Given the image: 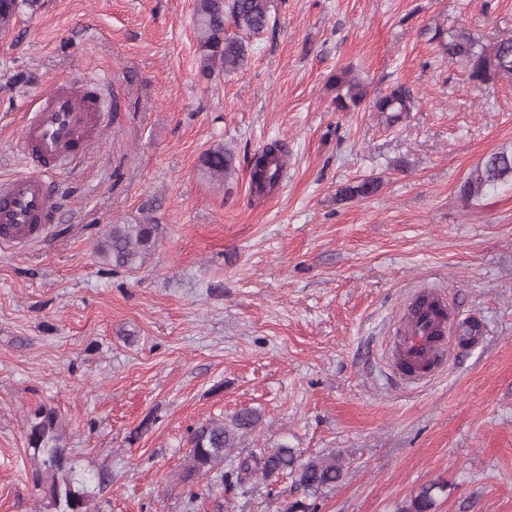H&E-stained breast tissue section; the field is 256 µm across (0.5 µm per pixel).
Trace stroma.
Returning a JSON list of instances; mask_svg holds the SVG:
<instances>
[{
	"instance_id": "1",
	"label": "stroma",
	"mask_w": 512,
	"mask_h": 512,
	"mask_svg": "<svg viewBox=\"0 0 512 512\" xmlns=\"http://www.w3.org/2000/svg\"><path fill=\"white\" fill-rule=\"evenodd\" d=\"M40 2L0 36V179L27 172L18 130L53 82L83 79L116 108L49 175L53 224L0 246V512H54L27 447L42 406L79 472L108 477L90 512H397L433 482L435 512H512V185L459 196L512 149V79L472 84L431 40L510 35L512 0H271L227 76L202 72L195 0ZM345 66L373 96L406 86L414 109L392 125L336 111ZM274 140L286 174L257 197L248 160ZM219 145L221 186L202 165ZM368 178L376 194L338 201ZM147 218L143 267L97 254L109 225ZM426 284L482 337L407 386L391 336ZM245 407L263 419L242 452H334L343 480L310 496L287 479L184 484L191 432ZM203 167L214 184L224 185L228 173L232 169V155L224 150V146H216L205 154Z\"/></svg>"
}]
</instances>
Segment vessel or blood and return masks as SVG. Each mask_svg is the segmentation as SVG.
<instances>
[{"instance_id":"vessel-or-blood-1","label":"vessel or blood","mask_w":512,"mask_h":512,"mask_svg":"<svg viewBox=\"0 0 512 512\" xmlns=\"http://www.w3.org/2000/svg\"><path fill=\"white\" fill-rule=\"evenodd\" d=\"M103 105L96 93L71 81L55 82L40 95L38 106L22 126L18 142L36 163L32 174L0 181V240L39 236L55 212L43 175L81 158L86 135L101 127ZM451 312L443 294L428 287L412 300L395 343L401 375L417 379L443 368L449 337L467 326Z\"/></svg>"}]
</instances>
